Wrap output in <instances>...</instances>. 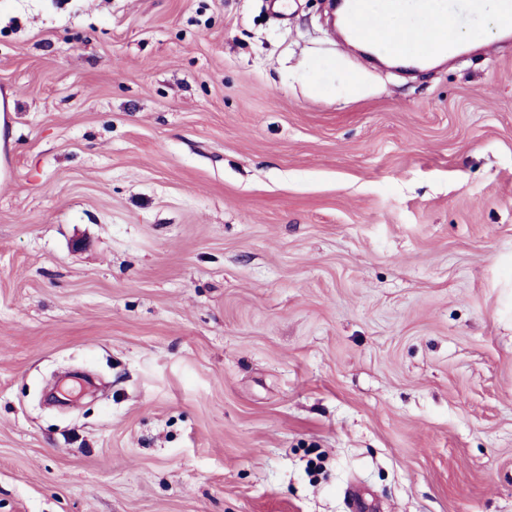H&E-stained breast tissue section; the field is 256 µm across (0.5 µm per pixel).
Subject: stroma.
<instances>
[{"label": "stroma", "instance_id": "1", "mask_svg": "<svg viewBox=\"0 0 512 512\" xmlns=\"http://www.w3.org/2000/svg\"><path fill=\"white\" fill-rule=\"evenodd\" d=\"M285 3L0 0V512H512V42ZM489 7L475 21L464 25L469 10L476 5V0H444L442 7L419 13L411 26L401 28L409 20L406 15H394L389 18V27L385 15L394 8H400L409 3L416 11V0H349L348 10L343 17V26L347 34L368 46L377 47L381 44L387 46V57L400 60L408 56L409 48L415 49L411 61L431 62L437 59L449 47L460 42L473 31H485L494 34L498 29L494 1L486 0ZM448 12H454L445 16ZM451 18V20H448ZM448 22V33L446 24Z\"/></svg>", "mask_w": 512, "mask_h": 512}]
</instances>
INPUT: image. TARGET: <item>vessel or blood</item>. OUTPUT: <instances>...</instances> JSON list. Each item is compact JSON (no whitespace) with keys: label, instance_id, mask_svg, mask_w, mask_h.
Instances as JSON below:
<instances>
[{"label":"vessel or blood","instance_id":"b4317fda","mask_svg":"<svg viewBox=\"0 0 512 512\" xmlns=\"http://www.w3.org/2000/svg\"><path fill=\"white\" fill-rule=\"evenodd\" d=\"M406 0H349L343 17L347 34L368 46H385L387 56L401 59L413 53L415 61L430 62L449 47L447 22L462 25L476 0H443L440 8L419 14L407 27L392 28L385 16L392 9L401 7Z\"/></svg>","mask_w":512,"mask_h":512}]
</instances>
